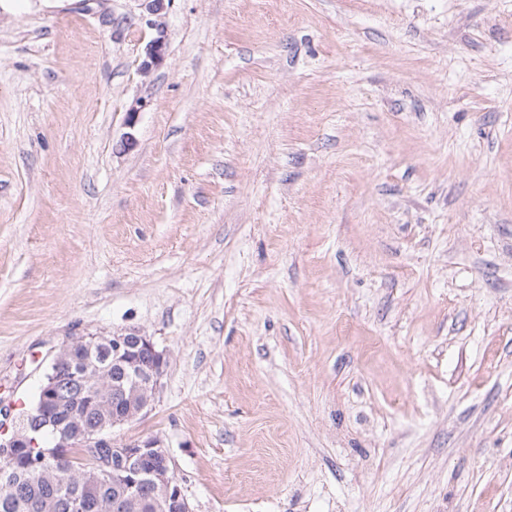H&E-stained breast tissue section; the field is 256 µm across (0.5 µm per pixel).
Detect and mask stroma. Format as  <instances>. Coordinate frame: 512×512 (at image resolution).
Instances as JSON below:
<instances>
[{
	"instance_id": "stroma-1",
	"label": "stroma",
	"mask_w": 512,
	"mask_h": 512,
	"mask_svg": "<svg viewBox=\"0 0 512 512\" xmlns=\"http://www.w3.org/2000/svg\"><path fill=\"white\" fill-rule=\"evenodd\" d=\"M126 329L193 512H512V0H0V399Z\"/></svg>"
}]
</instances>
